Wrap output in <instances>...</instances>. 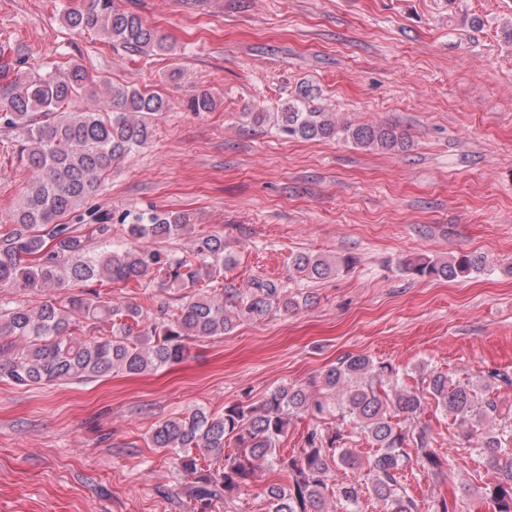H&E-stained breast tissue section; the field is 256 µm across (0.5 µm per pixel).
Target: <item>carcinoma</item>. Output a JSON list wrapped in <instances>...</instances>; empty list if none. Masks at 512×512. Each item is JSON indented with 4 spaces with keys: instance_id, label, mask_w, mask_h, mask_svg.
Segmentation results:
<instances>
[{
    "instance_id": "obj_1",
    "label": "carcinoma",
    "mask_w": 512,
    "mask_h": 512,
    "mask_svg": "<svg viewBox=\"0 0 512 512\" xmlns=\"http://www.w3.org/2000/svg\"><path fill=\"white\" fill-rule=\"evenodd\" d=\"M62 19L75 31H93L137 53L175 54V46L115 0H66ZM109 99L97 109L71 112L78 99ZM216 105L207 90L190 101L195 112ZM157 94L94 80L78 63L58 72L29 73L0 89V131L20 138L28 177L7 223L0 226V378L16 387L89 381L114 371L138 374L184 359L192 341L229 334L241 322L272 311L288 313L313 302L314 294L291 283H318L336 275L339 261L298 252L288 277L254 276L241 288L224 283L236 265L222 234L199 235L186 249L166 243L191 233L179 213L155 207L101 214L88 201L101 189L112 164L147 146L153 120L165 111ZM284 135L328 139L342 132L357 146L374 150L407 147L390 125L337 126L333 112H314L301 99L274 115ZM75 215L78 223L62 218ZM125 237L112 238L113 225ZM487 258L463 254L447 261L409 260L404 272L417 278L464 279L485 269ZM121 283L143 297L154 288L185 290L158 321L140 304L117 302L102 288ZM219 287H214V284ZM42 296L36 306L25 297ZM512 385L497 369L479 383L437 368L420 385L400 381L399 370L367 355L346 354L309 384L289 382L255 405L238 401L218 415L197 409L159 422L152 447L176 456L192 479L188 512H236L241 488L255 471L277 467L287 482L263 489L267 512H358L368 494L381 512H419L408 476L418 467L434 481L447 477L435 438L420 424L429 401L462 435L456 451L492 467L479 504L512 512V406L494 390ZM308 415L335 426H315L304 446L283 455L277 448L293 419ZM372 445L366 458L345 442ZM233 452L227 453L225 449ZM366 472L365 483L336 480L341 468ZM334 503L338 510L329 507Z\"/></svg>"
}]
</instances>
